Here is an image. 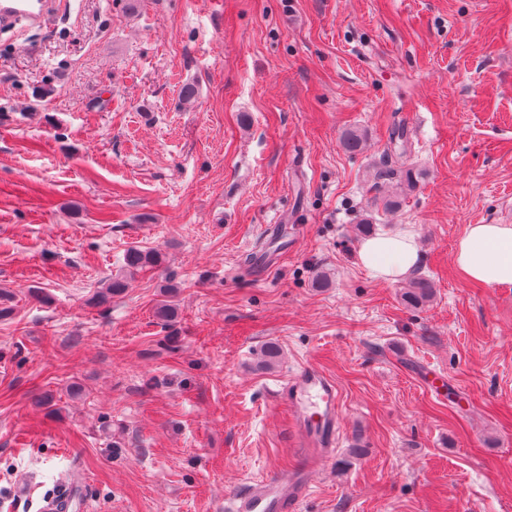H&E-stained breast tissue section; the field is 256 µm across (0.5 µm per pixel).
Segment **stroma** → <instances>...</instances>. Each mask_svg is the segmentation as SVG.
<instances>
[{
    "instance_id": "stroma-1",
    "label": "stroma",
    "mask_w": 512,
    "mask_h": 512,
    "mask_svg": "<svg viewBox=\"0 0 512 512\" xmlns=\"http://www.w3.org/2000/svg\"><path fill=\"white\" fill-rule=\"evenodd\" d=\"M71 2L0 30V512L73 466L84 512H225L307 465L276 398L307 363L341 433L300 512H512V288L453 264L512 224V0ZM398 126L416 185L376 216ZM368 217L415 232L431 301L360 264ZM133 246L158 264L95 304Z\"/></svg>"
}]
</instances>
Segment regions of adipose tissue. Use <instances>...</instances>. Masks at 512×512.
I'll return each instance as SVG.
<instances>
[{
    "instance_id": "adipose-tissue-1",
    "label": "adipose tissue",
    "mask_w": 512,
    "mask_h": 512,
    "mask_svg": "<svg viewBox=\"0 0 512 512\" xmlns=\"http://www.w3.org/2000/svg\"><path fill=\"white\" fill-rule=\"evenodd\" d=\"M359 258L374 278L396 281L417 267L420 252L413 234L399 232L366 239L359 247ZM454 265L471 282L512 287V225H468L455 246Z\"/></svg>"
}]
</instances>
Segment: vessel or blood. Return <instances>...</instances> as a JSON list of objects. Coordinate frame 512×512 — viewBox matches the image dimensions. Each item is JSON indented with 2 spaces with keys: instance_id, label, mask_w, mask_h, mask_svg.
<instances>
[{
  "instance_id": "1",
  "label": "vessel or blood",
  "mask_w": 512,
  "mask_h": 512,
  "mask_svg": "<svg viewBox=\"0 0 512 512\" xmlns=\"http://www.w3.org/2000/svg\"><path fill=\"white\" fill-rule=\"evenodd\" d=\"M56 0H0V26L39 23ZM298 434L300 453L325 458L336 447L339 425V393L335 381L319 366H302L281 390ZM315 474L304 468H286L255 482L227 499L229 512H299L309 496ZM58 495L44 499L38 512H73L76 501L71 472L58 477Z\"/></svg>"
}]
</instances>
